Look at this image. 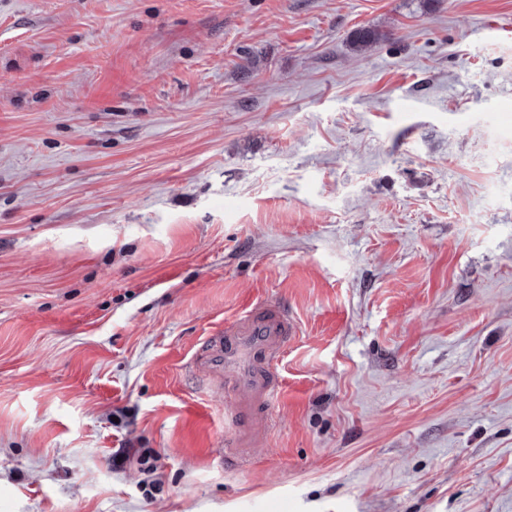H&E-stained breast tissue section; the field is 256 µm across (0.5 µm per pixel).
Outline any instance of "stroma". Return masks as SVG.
I'll return each mask as SVG.
<instances>
[{"instance_id":"obj_1","label":"stroma","mask_w":512,"mask_h":512,"mask_svg":"<svg viewBox=\"0 0 512 512\" xmlns=\"http://www.w3.org/2000/svg\"><path fill=\"white\" fill-rule=\"evenodd\" d=\"M0 512H512V0H0ZM296 325L284 305L265 299L243 307L207 337L196 368L216 391L232 392L234 401L224 419L234 428L224 451L243 456V448L264 439L259 426L279 400L281 389L277 361ZM224 368L235 372L224 377Z\"/></svg>"}]
</instances>
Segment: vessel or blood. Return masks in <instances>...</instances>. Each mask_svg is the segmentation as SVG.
<instances>
[{"mask_svg": "<svg viewBox=\"0 0 512 512\" xmlns=\"http://www.w3.org/2000/svg\"><path fill=\"white\" fill-rule=\"evenodd\" d=\"M296 325L284 305L265 299L246 305L207 337L196 368L214 390L232 393L224 410L234 433L226 451L242 455L244 448L262 441V423L281 395L277 361Z\"/></svg>", "mask_w": 512, "mask_h": 512, "instance_id": "vessel-or-blood-1", "label": "vessel or blood"}]
</instances>
